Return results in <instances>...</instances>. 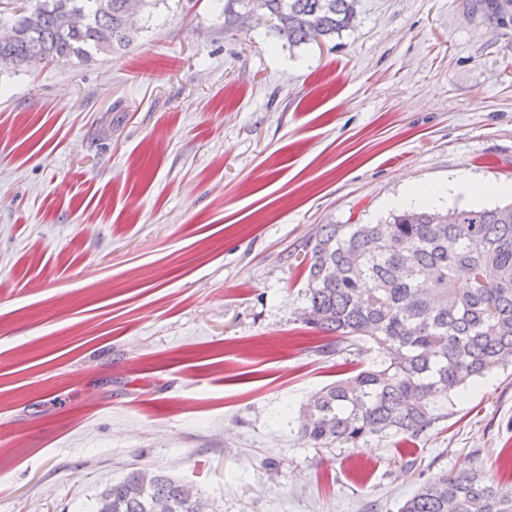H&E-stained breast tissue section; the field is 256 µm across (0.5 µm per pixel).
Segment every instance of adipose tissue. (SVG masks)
I'll return each instance as SVG.
<instances>
[{"label":"adipose tissue","instance_id":"obj_1","mask_svg":"<svg viewBox=\"0 0 512 512\" xmlns=\"http://www.w3.org/2000/svg\"><path fill=\"white\" fill-rule=\"evenodd\" d=\"M512 195L511 184L476 183L471 174L464 170H456L449 174L445 183L430 187H408L401 194L393 197L392 206L410 208L431 206L441 199L454 196L467 198L473 205H481L492 196Z\"/></svg>","mask_w":512,"mask_h":512}]
</instances>
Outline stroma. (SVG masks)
<instances>
[{"label":"stroma","instance_id":"obj_1","mask_svg":"<svg viewBox=\"0 0 512 512\" xmlns=\"http://www.w3.org/2000/svg\"><path fill=\"white\" fill-rule=\"evenodd\" d=\"M160 0L125 50L0 73V512H91L134 467L205 512H396L512 484V365L415 443L313 448L297 414L376 346L304 322L308 245L406 185L512 182V5L358 0L294 47ZM399 512H512V486L484 469L463 464L422 483Z\"/></svg>","mask_w":512,"mask_h":512}]
</instances>
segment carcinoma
Instances as JSON below:
<instances>
[{
	"label": "carcinoma",
	"mask_w": 512,
	"mask_h": 512,
	"mask_svg": "<svg viewBox=\"0 0 512 512\" xmlns=\"http://www.w3.org/2000/svg\"><path fill=\"white\" fill-rule=\"evenodd\" d=\"M157 0H37L16 13L21 36L0 44V71L124 50L127 23ZM275 31L298 46L353 21L356 0H262ZM307 322L369 341L389 357L314 392L298 416L313 448L411 442L445 417L439 400L512 362V204L393 213L382 224H324L310 247ZM190 485L134 468L94 512H199ZM399 512H512L506 487L472 464L422 483Z\"/></svg>",
	"instance_id": "1"
}]
</instances>
